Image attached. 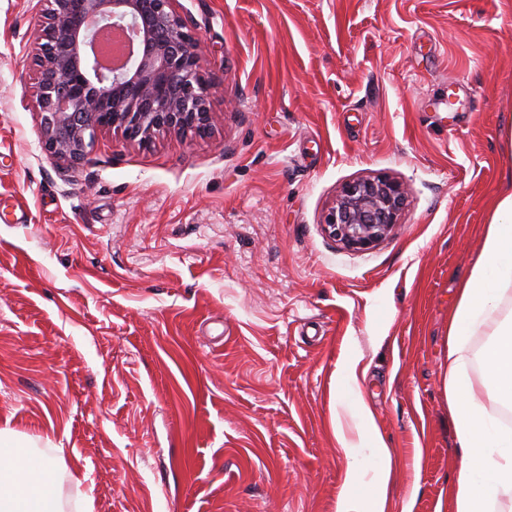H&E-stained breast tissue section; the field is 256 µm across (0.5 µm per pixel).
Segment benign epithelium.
<instances>
[{"label": "benign epithelium", "instance_id": "1", "mask_svg": "<svg viewBox=\"0 0 512 512\" xmlns=\"http://www.w3.org/2000/svg\"><path fill=\"white\" fill-rule=\"evenodd\" d=\"M175 0H54L36 57L42 149L73 166L97 134L119 129L147 143L161 133L205 135L215 121L207 101L198 38ZM123 32L129 51L111 65L98 52L101 34ZM402 182L377 176L346 184L324 229L362 252L387 239L407 202Z\"/></svg>", "mask_w": 512, "mask_h": 512}]
</instances>
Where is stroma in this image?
Masks as SVG:
<instances>
[{"label":"stroma","instance_id":"obj_1","mask_svg":"<svg viewBox=\"0 0 512 512\" xmlns=\"http://www.w3.org/2000/svg\"><path fill=\"white\" fill-rule=\"evenodd\" d=\"M44 8L0 0V432L60 449L93 512H336L354 358L388 512H451L448 320L512 179V0H176L211 133L104 131L69 170ZM383 174L399 224L344 249L327 210Z\"/></svg>","mask_w":512,"mask_h":512}]
</instances>
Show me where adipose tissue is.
Returning <instances> with one entry per match:
<instances>
[{
  "label": "adipose tissue",
  "mask_w": 512,
  "mask_h": 512,
  "mask_svg": "<svg viewBox=\"0 0 512 512\" xmlns=\"http://www.w3.org/2000/svg\"><path fill=\"white\" fill-rule=\"evenodd\" d=\"M511 292L512 185L493 204L480 255L448 322L445 393L460 458L450 487L453 512H495L502 500L512 499V429L501 427L495 415L497 409L512 408V317H499ZM479 330L489 341L480 355L485 375L476 387L463 370L468 339ZM337 441L350 463L336 512H385L390 469L365 476L353 463L345 436ZM358 484L363 492L356 495L352 488ZM55 488V455L35 454L27 442L0 434V512H59Z\"/></svg>",
  "instance_id": "1"
}]
</instances>
